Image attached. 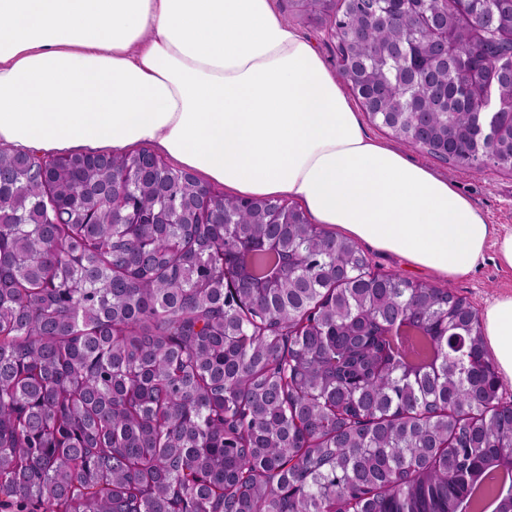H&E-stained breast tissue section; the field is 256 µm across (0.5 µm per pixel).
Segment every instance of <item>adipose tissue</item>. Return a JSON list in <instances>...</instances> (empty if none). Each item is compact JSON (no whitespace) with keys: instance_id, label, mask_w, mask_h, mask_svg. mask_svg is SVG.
<instances>
[{"instance_id":"1","label":"adipose tissue","mask_w":512,"mask_h":512,"mask_svg":"<svg viewBox=\"0 0 512 512\" xmlns=\"http://www.w3.org/2000/svg\"><path fill=\"white\" fill-rule=\"evenodd\" d=\"M0 146L147 148L231 195L292 199L312 223L445 279L490 245L512 269V229L370 137L273 0H0ZM480 322L512 382V293Z\"/></svg>"}]
</instances>
